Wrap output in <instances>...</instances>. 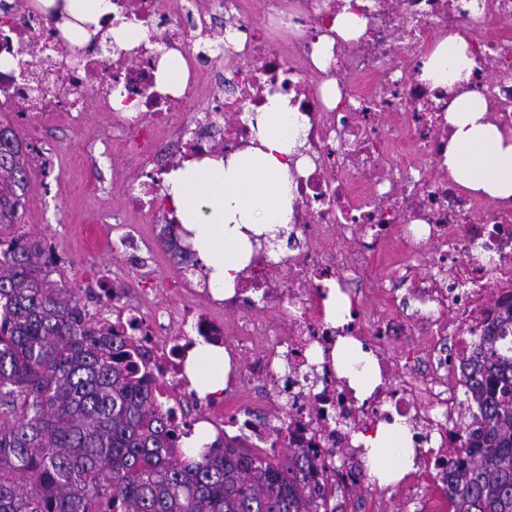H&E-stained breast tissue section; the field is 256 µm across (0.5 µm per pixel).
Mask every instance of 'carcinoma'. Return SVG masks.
<instances>
[{
    "mask_svg": "<svg viewBox=\"0 0 512 512\" xmlns=\"http://www.w3.org/2000/svg\"><path fill=\"white\" fill-rule=\"evenodd\" d=\"M31 160L0 124V226L15 224ZM52 249L0 239V512H324L296 449L247 437L181 449L128 337L100 327L82 289L49 279ZM478 445L448 451L454 512H512V308L462 363Z\"/></svg>",
    "mask_w": 512,
    "mask_h": 512,
    "instance_id": "obj_1",
    "label": "carcinoma"
}]
</instances>
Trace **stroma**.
I'll list each match as a JSON object with an SVG mask.
<instances>
[{"mask_svg":"<svg viewBox=\"0 0 512 512\" xmlns=\"http://www.w3.org/2000/svg\"><path fill=\"white\" fill-rule=\"evenodd\" d=\"M107 115L91 112L80 124L62 119L45 126L43 141L59 152L58 177L30 170L31 191L19 223L0 229V236L23 235L51 245L64 261L50 279L84 288L111 284L113 270H121V285L136 297L148 282L139 261L113 241L106 215L124 212L120 177L100 169L87 151L89 142L105 128Z\"/></svg>","mask_w":512,"mask_h":512,"instance_id":"stroma-1","label":"stroma"}]
</instances>
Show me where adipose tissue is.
Here are the masks:
<instances>
[{
	"label": "adipose tissue",
	"instance_id": "ef3b65f1",
	"mask_svg": "<svg viewBox=\"0 0 512 512\" xmlns=\"http://www.w3.org/2000/svg\"><path fill=\"white\" fill-rule=\"evenodd\" d=\"M474 66L465 38L436 39L418 79L432 86L460 85L464 91L448 108L451 135L443 163L467 192L512 201V132L494 123L483 97L467 90ZM250 144L226 158H188L164 179V192L191 243L205 263L217 294L231 295L253 253V237L289 232L296 185L291 168H303L305 118L286 96H269L248 113ZM341 376L358 397L369 396L380 381L374 358L344 341L332 352ZM231 362L223 348L198 342L185 373L199 395L223 391ZM411 429L406 418L380 425L374 434L357 435L366 450L369 474L381 486L399 482L414 467Z\"/></svg>",
	"mask_w": 512,
	"mask_h": 512
}]
</instances>
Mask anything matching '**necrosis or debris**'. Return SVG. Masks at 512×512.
Listing matches in <instances>:
<instances>
[{
	"instance_id": "4bbe7bcc",
	"label": "necrosis or debris",
	"mask_w": 512,
	"mask_h": 512,
	"mask_svg": "<svg viewBox=\"0 0 512 512\" xmlns=\"http://www.w3.org/2000/svg\"><path fill=\"white\" fill-rule=\"evenodd\" d=\"M343 0H112L90 39L66 28L43 0H0V112L22 113L33 134L59 113L81 123L89 106L109 114V130L91 152L108 159L113 139L136 158L125 168L129 212L152 224L139 234L113 215L112 231L126 251H152L172 221L162 195L170 167L156 144L166 131L173 153L231 154L248 144L240 113L256 111L268 96L289 97L308 120L309 162L296 176L294 229L298 252L288 256V282L269 274L266 250L254 251L233 296L221 299L179 273L181 294L202 309H173L155 291L128 299L113 288L104 299L112 327L143 340L155 390L175 425H211L269 444L299 448L314 462L315 480L338 491L339 512H358L362 448L357 433L407 418L417 468L394 493L407 512H423V479L448 485V450L475 444L474 409L460 396L462 362L477 336L512 305V204L473 196L448 175L447 111L453 96L417 79L436 36L457 33L475 62L471 90L486 100L498 124L512 129V0H361L359 39L334 29ZM260 22H252L251 13ZM136 21L149 43L122 52L101 42L123 21ZM331 54L321 66L323 54ZM183 73L169 88L157 83L163 57ZM219 94L208 95L210 85ZM400 233L402 258L382 244ZM354 240L344 250L340 241ZM494 253L484 263L480 251ZM350 299L341 327L325 318L327 282ZM381 303H367L371 286ZM411 312H392L398 290ZM281 305L270 323L252 294ZM244 310L235 331L224 311ZM209 338L232 359L229 398L243 397L255 380L266 383L263 412L224 416L220 401L187 417L181 404L189 381L185 360L196 337ZM352 338L374 355L380 384L358 398L333 366L338 339Z\"/></svg>"
}]
</instances>
